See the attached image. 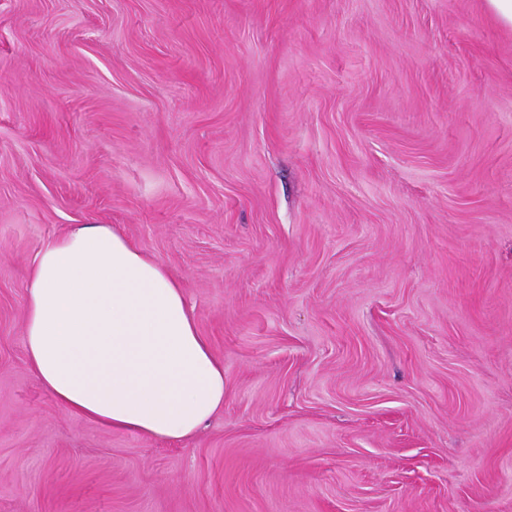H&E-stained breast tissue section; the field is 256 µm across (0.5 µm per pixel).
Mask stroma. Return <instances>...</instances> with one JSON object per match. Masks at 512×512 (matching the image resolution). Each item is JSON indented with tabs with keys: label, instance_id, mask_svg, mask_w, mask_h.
I'll use <instances>...</instances> for the list:
<instances>
[{
	"label": "stroma",
	"instance_id": "stroma-1",
	"mask_svg": "<svg viewBox=\"0 0 512 512\" xmlns=\"http://www.w3.org/2000/svg\"><path fill=\"white\" fill-rule=\"evenodd\" d=\"M109 224L224 365L62 410L30 264ZM0 512H512V28L486 0H0Z\"/></svg>",
	"mask_w": 512,
	"mask_h": 512
}]
</instances>
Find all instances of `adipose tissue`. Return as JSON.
Segmentation results:
<instances>
[{
	"label": "adipose tissue",
	"instance_id": "obj_1",
	"mask_svg": "<svg viewBox=\"0 0 512 512\" xmlns=\"http://www.w3.org/2000/svg\"><path fill=\"white\" fill-rule=\"evenodd\" d=\"M24 344L43 388L107 429L177 440L224 406V365L181 283L109 224H74L35 256Z\"/></svg>",
	"mask_w": 512,
	"mask_h": 512
}]
</instances>
